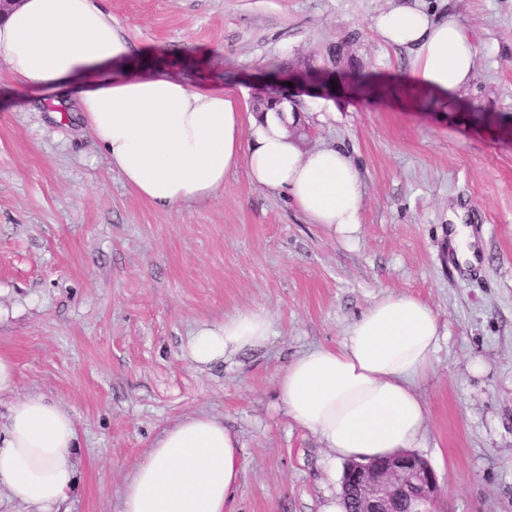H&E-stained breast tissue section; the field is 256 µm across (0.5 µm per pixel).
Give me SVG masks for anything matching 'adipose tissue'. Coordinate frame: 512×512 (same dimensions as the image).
<instances>
[{"mask_svg": "<svg viewBox=\"0 0 512 512\" xmlns=\"http://www.w3.org/2000/svg\"><path fill=\"white\" fill-rule=\"evenodd\" d=\"M372 27L406 50L412 78L440 104L473 79L478 55L455 14L435 16L414 0L381 12ZM123 26L95 0H21L0 20V57L22 86L75 92L112 167L142 199L162 207L203 202L246 168L250 182L283 196L308 220L354 241L362 176L339 147L302 148L292 112L243 111L215 85L193 87L163 72L135 75ZM271 315L246 309L200 325L189 360L207 366L266 345ZM442 339L432 309L388 293L347 327L340 345L316 347L277 378L289 417L317 435L332 459L369 461L415 447L427 407L418 390L434 372ZM79 435L71 413L43 395L17 398L0 426V494L54 512L73 483ZM240 441L207 414L182 418L152 443L121 494V512H227L242 476Z\"/></svg>", "mask_w": 512, "mask_h": 512, "instance_id": "adipose-tissue-1", "label": "adipose tissue"}]
</instances>
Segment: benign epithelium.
<instances>
[{
  "instance_id": "1",
  "label": "benign epithelium",
  "mask_w": 512,
  "mask_h": 512,
  "mask_svg": "<svg viewBox=\"0 0 512 512\" xmlns=\"http://www.w3.org/2000/svg\"><path fill=\"white\" fill-rule=\"evenodd\" d=\"M293 86L282 89L286 99L300 105L299 97L328 96L327 88L306 71L295 72ZM343 480L355 488L360 512H432L440 492L436 472L416 453H398L362 463L350 461Z\"/></svg>"
}]
</instances>
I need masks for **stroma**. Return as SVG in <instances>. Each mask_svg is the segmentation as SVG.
Listing matches in <instances>:
<instances>
[{"mask_svg":"<svg viewBox=\"0 0 512 512\" xmlns=\"http://www.w3.org/2000/svg\"><path fill=\"white\" fill-rule=\"evenodd\" d=\"M396 0H104L132 62L187 84L216 83L253 106L258 70L305 65L348 32L375 93L302 97L306 148L344 147L364 184L355 242L252 185L245 169L216 198L171 208L138 197L75 104L25 97L0 59V351L14 397L72 414L79 448L64 512H120L124 484L164 429L221 419L242 445L231 512H319L343 463L288 416L276 379L302 352L336 346L377 298L409 294L445 340L419 388L418 450L443 512H512V0H423L460 16L479 65L454 107L411 81L407 52L373 17ZM481 106L474 122L467 103ZM480 245L461 266L449 212ZM273 317L265 347L198 368L191 331L239 310Z\"/></svg>","mask_w":512,"mask_h":512,"instance_id":"stroma-1","label":"stroma"}]
</instances>
